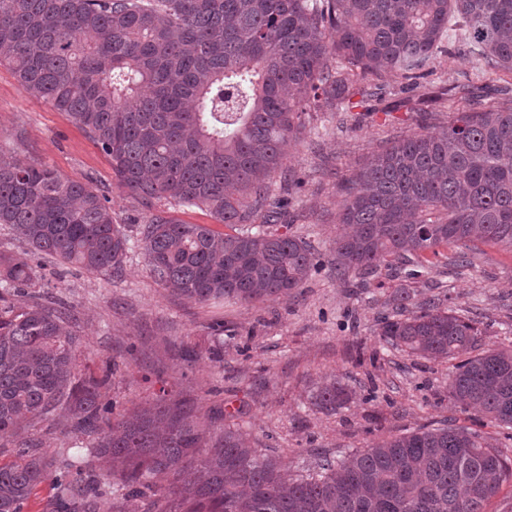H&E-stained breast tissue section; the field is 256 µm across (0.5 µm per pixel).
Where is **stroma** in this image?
<instances>
[{
    "label": "stroma",
    "mask_w": 512,
    "mask_h": 512,
    "mask_svg": "<svg viewBox=\"0 0 512 512\" xmlns=\"http://www.w3.org/2000/svg\"><path fill=\"white\" fill-rule=\"evenodd\" d=\"M473 82L477 99L383 113L355 108L344 118L321 112L313 120L323 153L309 140L290 143L286 164L302 184L289 234L329 250L341 230L339 205L355 171L366 168L388 139L441 130L477 104L512 108V76L490 70L456 37L446 38L427 79L432 90ZM0 150L42 162L64 177L105 194L116 224L137 236L146 214L112 176L110 158L63 112L25 93L8 65H0ZM415 279L382 274L381 287L357 288L331 268L313 274L292 295L242 304L224 299L199 305L158 285L143 251L132 245L117 276L41 261V290L68 304L82 337L78 370L119 366L108 398L115 413L161 392L185 400L197 414L216 407L236 415L256 447L295 476H313L321 459H348L385 438L450 424L477 431L491 446L510 449L501 427L448 396V361H425L385 342L379 323L394 315L392 296L408 289L415 303L438 297L481 330L487 348L512 347V246L470 245V263L455 248ZM224 324L215 335L211 324ZM338 381L349 393L342 408L315 406L318 387Z\"/></svg>",
    "instance_id": "1"
}]
</instances>
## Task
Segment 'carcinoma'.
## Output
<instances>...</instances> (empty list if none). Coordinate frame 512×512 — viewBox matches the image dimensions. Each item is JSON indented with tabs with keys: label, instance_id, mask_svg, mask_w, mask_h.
Masks as SVG:
<instances>
[{
	"label": "carcinoma",
	"instance_id": "cac0c4a2",
	"mask_svg": "<svg viewBox=\"0 0 512 512\" xmlns=\"http://www.w3.org/2000/svg\"><path fill=\"white\" fill-rule=\"evenodd\" d=\"M492 69L512 74V0H0V64L21 89L65 112L112 162L118 187L147 209L157 200L206 208L234 233L159 211L140 228L155 281L206 305L254 304L292 294L330 264L364 287L383 268L420 266L429 251L480 241L512 246V110L483 108L448 128L389 143L341 201L333 258L270 229L284 207L275 188L284 147L312 112H351L404 98L385 114L416 111L415 95L448 29ZM361 99L354 100L355 96ZM0 224L35 255L90 273L121 269L130 236L106 195L46 164L0 151ZM37 266L0 256V512H23L49 481L44 512H486L512 458L476 432L446 426L390 437L315 477H294L252 446L240 424L219 429L179 401L128 417L104 402L114 370L77 376L81 337L61 299L34 290ZM380 336L409 355L452 362L448 394L512 429V350L484 349L478 329L439 303L382 322ZM343 386L318 387L334 411ZM67 410L96 433L83 467L22 436ZM194 471L188 482L169 477Z\"/></svg>",
	"mask_w": 512,
	"mask_h": 512
}]
</instances>
